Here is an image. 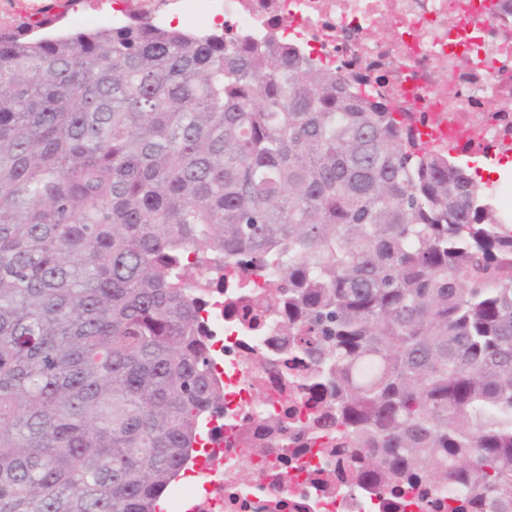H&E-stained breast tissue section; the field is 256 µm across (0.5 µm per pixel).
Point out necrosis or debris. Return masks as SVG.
Returning <instances> with one entry per match:
<instances>
[{"label": "necrosis or debris", "instance_id": "obj_1", "mask_svg": "<svg viewBox=\"0 0 512 512\" xmlns=\"http://www.w3.org/2000/svg\"><path fill=\"white\" fill-rule=\"evenodd\" d=\"M152 16L198 18L238 38H274L370 100L402 112L414 131L457 136L460 152L512 159V0H162ZM262 271H224L201 312L224 383L221 443L193 459L174 512H448V491L372 489L351 477L335 430L308 426L316 408L302 381L283 380L288 342L278 312H261ZM277 425H267V417Z\"/></svg>", "mask_w": 512, "mask_h": 512}]
</instances>
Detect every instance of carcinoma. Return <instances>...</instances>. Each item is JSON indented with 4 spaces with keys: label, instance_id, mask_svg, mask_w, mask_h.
Listing matches in <instances>:
<instances>
[{
    "label": "carcinoma",
    "instance_id": "1",
    "mask_svg": "<svg viewBox=\"0 0 512 512\" xmlns=\"http://www.w3.org/2000/svg\"><path fill=\"white\" fill-rule=\"evenodd\" d=\"M0 28V512H158L224 412L199 274L271 270L356 476L512 512V226L387 105L147 17Z\"/></svg>",
    "mask_w": 512,
    "mask_h": 512
}]
</instances>
